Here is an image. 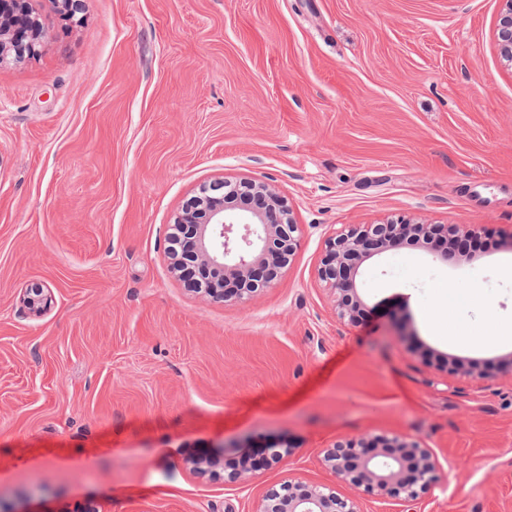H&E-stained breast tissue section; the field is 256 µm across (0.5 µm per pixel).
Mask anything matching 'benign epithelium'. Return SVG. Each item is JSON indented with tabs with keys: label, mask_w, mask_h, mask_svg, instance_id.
I'll return each mask as SVG.
<instances>
[{
	"label": "benign epithelium",
	"mask_w": 512,
	"mask_h": 512,
	"mask_svg": "<svg viewBox=\"0 0 512 512\" xmlns=\"http://www.w3.org/2000/svg\"><path fill=\"white\" fill-rule=\"evenodd\" d=\"M30 0H0V63L7 56L29 57L46 36L32 16ZM496 44L512 67V0H500ZM201 208L186 209L171 225L185 248L170 255L172 268L188 287L226 302L243 304L271 287L295 254L301 237L288 201L268 185L251 180L215 181ZM476 230L465 224H425L408 218L384 224H352L329 239L318 268L319 279L334 291L336 315L354 321L364 306L357 288L361 265L404 244L444 246V255L466 253ZM23 305L33 314L50 303L45 288H27ZM293 454L288 445L268 448L257 459L248 445L234 443L224 457L187 459L202 477L243 485L254 472L283 466ZM323 465L351 490L290 478L265 490L255 512H362L366 497L410 503L438 481L440 464L420 440L378 435L344 438L323 451Z\"/></svg>",
	"instance_id": "obj_1"
}]
</instances>
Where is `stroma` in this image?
Wrapping results in <instances>:
<instances>
[{"label": "stroma", "instance_id": "35a3bbf8", "mask_svg": "<svg viewBox=\"0 0 512 512\" xmlns=\"http://www.w3.org/2000/svg\"><path fill=\"white\" fill-rule=\"evenodd\" d=\"M47 36L0 63V500L20 512H253L335 484L348 436L422 439L401 507L512 512V68L499 0H31ZM217 179L284 196L301 243L244 305L184 288L168 232ZM472 224L492 247L366 261L364 309L320 281L346 224ZM52 297L39 315L25 288ZM289 443L248 487L193 454ZM501 7L496 21V44L500 57L512 67V0H499Z\"/></svg>", "mask_w": 512, "mask_h": 512}]
</instances>
